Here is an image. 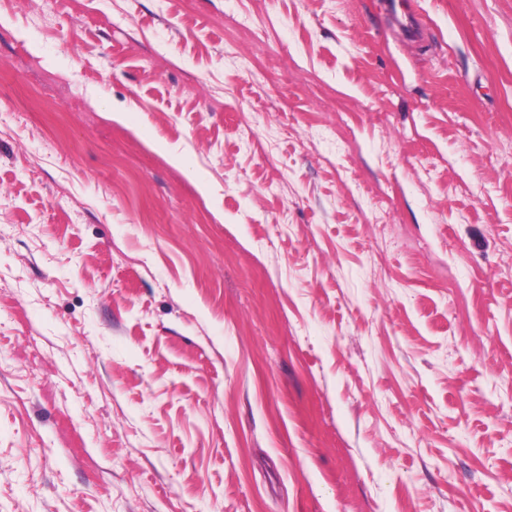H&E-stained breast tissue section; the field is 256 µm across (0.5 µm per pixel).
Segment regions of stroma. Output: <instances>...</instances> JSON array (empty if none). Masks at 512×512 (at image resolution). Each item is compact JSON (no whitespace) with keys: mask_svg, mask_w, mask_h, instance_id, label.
<instances>
[{"mask_svg":"<svg viewBox=\"0 0 512 512\" xmlns=\"http://www.w3.org/2000/svg\"><path fill=\"white\" fill-rule=\"evenodd\" d=\"M0 0V512H512V0Z\"/></svg>","mask_w":512,"mask_h":512,"instance_id":"35a3bbf8","label":"stroma"}]
</instances>
